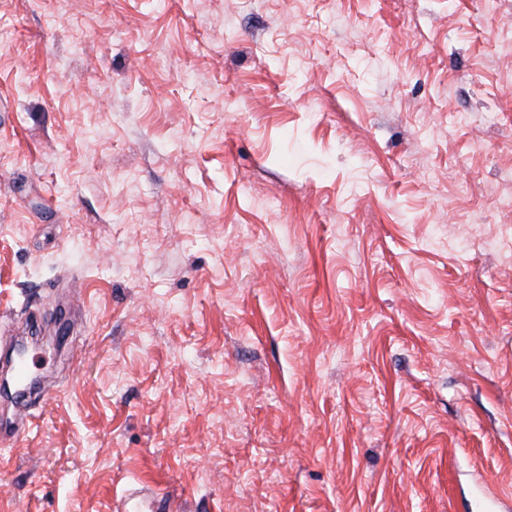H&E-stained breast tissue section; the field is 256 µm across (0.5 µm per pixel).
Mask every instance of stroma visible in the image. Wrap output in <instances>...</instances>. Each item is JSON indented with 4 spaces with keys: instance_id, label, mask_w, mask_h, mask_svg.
Here are the masks:
<instances>
[{
    "instance_id": "1",
    "label": "stroma",
    "mask_w": 512,
    "mask_h": 512,
    "mask_svg": "<svg viewBox=\"0 0 512 512\" xmlns=\"http://www.w3.org/2000/svg\"><path fill=\"white\" fill-rule=\"evenodd\" d=\"M512 0H0V512H502Z\"/></svg>"
}]
</instances>
